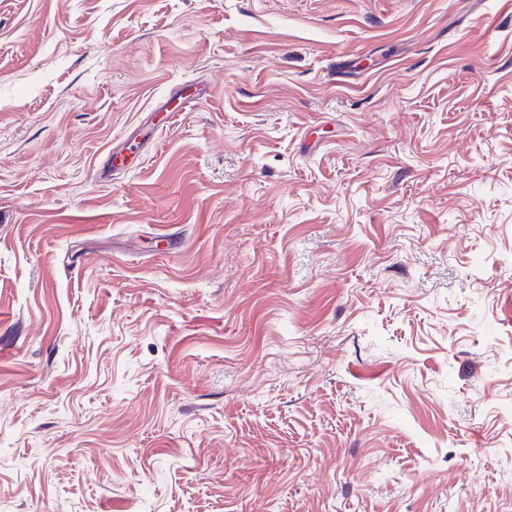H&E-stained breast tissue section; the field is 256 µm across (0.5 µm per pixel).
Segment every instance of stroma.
<instances>
[{
  "mask_svg": "<svg viewBox=\"0 0 512 512\" xmlns=\"http://www.w3.org/2000/svg\"><path fill=\"white\" fill-rule=\"evenodd\" d=\"M0 512H512V0H0Z\"/></svg>",
  "mask_w": 512,
  "mask_h": 512,
  "instance_id": "stroma-1",
  "label": "stroma"
}]
</instances>
